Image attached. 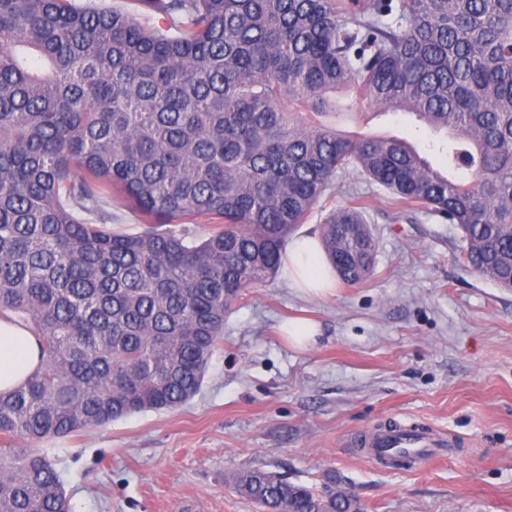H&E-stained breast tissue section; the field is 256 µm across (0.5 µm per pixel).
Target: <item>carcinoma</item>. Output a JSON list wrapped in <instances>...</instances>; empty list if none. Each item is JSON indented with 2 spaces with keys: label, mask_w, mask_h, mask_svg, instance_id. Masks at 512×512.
Returning <instances> with one entry per match:
<instances>
[{
  "label": "carcinoma",
  "mask_w": 512,
  "mask_h": 512,
  "mask_svg": "<svg viewBox=\"0 0 512 512\" xmlns=\"http://www.w3.org/2000/svg\"><path fill=\"white\" fill-rule=\"evenodd\" d=\"M138 2L165 26L0 0V319L40 345L0 393V512H70L39 444L193 399L224 317L340 174L456 225L468 264L512 288V0ZM354 107L444 134L448 168L324 122ZM114 197L141 232L113 230ZM322 246L343 284L373 274L361 197ZM234 485L263 512H363L262 468Z\"/></svg>",
  "instance_id": "carcinoma-1"
}]
</instances>
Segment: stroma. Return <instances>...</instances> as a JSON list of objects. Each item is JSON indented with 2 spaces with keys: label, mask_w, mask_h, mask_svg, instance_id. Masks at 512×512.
<instances>
[{
  "label": "stroma",
  "mask_w": 512,
  "mask_h": 512,
  "mask_svg": "<svg viewBox=\"0 0 512 512\" xmlns=\"http://www.w3.org/2000/svg\"><path fill=\"white\" fill-rule=\"evenodd\" d=\"M337 126L421 148L433 137L400 111ZM353 193L378 242L372 276L326 298L281 276L250 289L191 401L50 440L71 512H260L232 482L257 467L320 492L339 482L364 512H512V288L469 267L456 225L393 209L353 173L307 228ZM292 317L319 324L313 347L284 341ZM388 421L447 436V458L380 467L356 441Z\"/></svg>",
  "instance_id": "1"
}]
</instances>
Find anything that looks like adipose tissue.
I'll return each mask as SVG.
<instances>
[{
	"label": "adipose tissue",
	"mask_w": 512,
	"mask_h": 512,
	"mask_svg": "<svg viewBox=\"0 0 512 512\" xmlns=\"http://www.w3.org/2000/svg\"><path fill=\"white\" fill-rule=\"evenodd\" d=\"M282 268L292 288L310 298L327 296L336 280L318 234L306 230L289 237ZM38 363L36 337L0 321V392L11 390Z\"/></svg>",
	"instance_id": "obj_1"
}]
</instances>
